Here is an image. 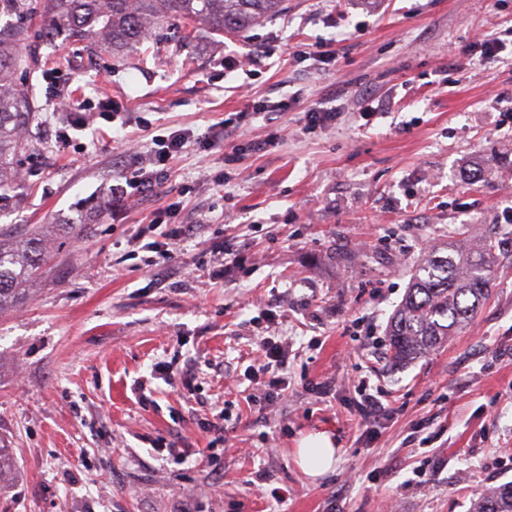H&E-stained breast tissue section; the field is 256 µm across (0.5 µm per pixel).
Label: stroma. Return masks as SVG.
Listing matches in <instances>:
<instances>
[{"label": "stroma", "mask_w": 512, "mask_h": 512, "mask_svg": "<svg viewBox=\"0 0 512 512\" xmlns=\"http://www.w3.org/2000/svg\"><path fill=\"white\" fill-rule=\"evenodd\" d=\"M508 28L512 0H284L244 35L198 30L186 54L160 34L91 58L64 45L18 76L45 110L0 226L45 225L54 258L0 312V512H470L512 482V44L479 47ZM293 93L287 111L245 110ZM63 97L87 103L85 126ZM320 106L335 119L308 128ZM228 118L232 137L187 144L147 197L62 230L131 174L126 140L146 152ZM170 206L197 230L149 275L144 230ZM491 231L503 246L474 323L390 367L389 320L430 245ZM226 241L238 260L220 267ZM189 259L201 277H183ZM271 323L294 355L284 400L261 405L246 369ZM358 380L383 415L360 420ZM317 431L340 453L312 479L295 450Z\"/></svg>", "instance_id": "1"}]
</instances>
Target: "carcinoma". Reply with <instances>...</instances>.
<instances>
[{"mask_svg": "<svg viewBox=\"0 0 512 512\" xmlns=\"http://www.w3.org/2000/svg\"><path fill=\"white\" fill-rule=\"evenodd\" d=\"M283 0H0V212L21 202L20 157L35 138L40 112L16 82L36 70L40 49L60 36L102 45L113 52L170 30L174 44L191 43L201 25L216 36L247 31L278 15ZM22 242L0 228V312L16 306L48 255L40 230L21 229ZM498 241L431 255L413 271L405 297L388 330L391 359L401 363L445 343L476 318L493 286ZM471 512H512V483L476 494Z\"/></svg>", "mask_w": 512, "mask_h": 512, "instance_id": "cac0c4a2", "label": "carcinoma"}]
</instances>
